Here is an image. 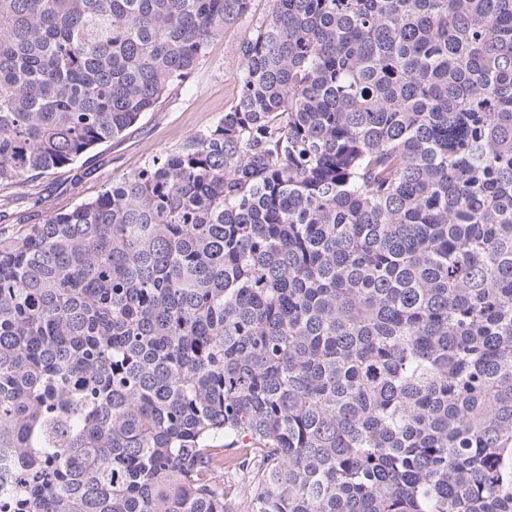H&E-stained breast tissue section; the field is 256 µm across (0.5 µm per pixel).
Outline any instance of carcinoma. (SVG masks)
I'll return each mask as SVG.
<instances>
[{"label":"carcinoma","mask_w":512,"mask_h":512,"mask_svg":"<svg viewBox=\"0 0 512 512\" xmlns=\"http://www.w3.org/2000/svg\"><path fill=\"white\" fill-rule=\"evenodd\" d=\"M251 2L0 0V183ZM271 2L214 126L0 237V512H512V0ZM224 488L235 504L236 512H246L250 497L249 477L242 473L224 474Z\"/></svg>","instance_id":"obj_1"}]
</instances>
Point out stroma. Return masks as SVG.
Returning a JSON list of instances; mask_svg holds the SVG:
<instances>
[{"mask_svg": "<svg viewBox=\"0 0 512 512\" xmlns=\"http://www.w3.org/2000/svg\"><path fill=\"white\" fill-rule=\"evenodd\" d=\"M271 0H252L236 27L213 40L187 83L172 90L124 136L94 147L73 164L28 185H0V235H15L23 221L71 210L114 180L140 170L214 125L233 104L242 76L239 46L267 18Z\"/></svg>", "mask_w": 512, "mask_h": 512, "instance_id": "1", "label": "stroma"}]
</instances>
